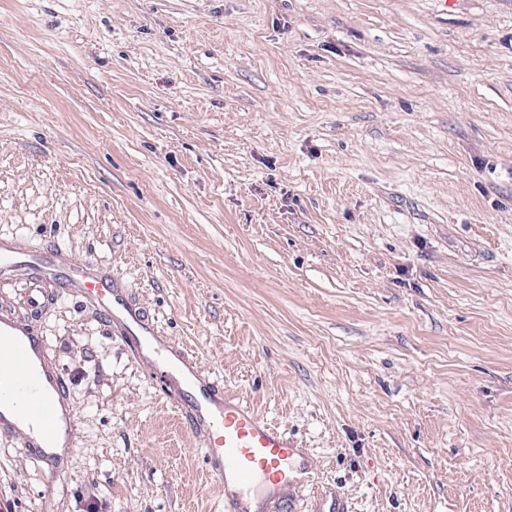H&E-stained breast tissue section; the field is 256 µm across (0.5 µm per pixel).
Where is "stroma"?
<instances>
[{"label": "stroma", "instance_id": "1", "mask_svg": "<svg viewBox=\"0 0 512 512\" xmlns=\"http://www.w3.org/2000/svg\"><path fill=\"white\" fill-rule=\"evenodd\" d=\"M0 234L105 265L310 480L266 512H512V0H0ZM76 445L0 512H224L143 362L0 275Z\"/></svg>", "mask_w": 512, "mask_h": 512}]
</instances>
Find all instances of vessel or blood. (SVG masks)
Segmentation results:
<instances>
[{
  "mask_svg": "<svg viewBox=\"0 0 512 512\" xmlns=\"http://www.w3.org/2000/svg\"><path fill=\"white\" fill-rule=\"evenodd\" d=\"M0 270L43 288L79 295L136 355L166 349L158 326L126 297L124 283L109 268L67 264L54 250L36 251L16 237L2 235ZM148 375L160 382L190 431L206 438L202 455L224 484V512H249L247 499L263 477L295 485L294 462L300 454L287 433L225 394L217 377L200 375L185 355L162 365L151 363ZM68 416L67 385L42 336L32 325L0 313V430L24 434L33 462L53 477L63 465L51 451L54 442L61 438L66 447L74 445ZM32 424L38 434L26 433Z\"/></svg>",
  "mask_w": 512,
  "mask_h": 512,
  "instance_id": "obj_1",
  "label": "vessel or blood"
}]
</instances>
